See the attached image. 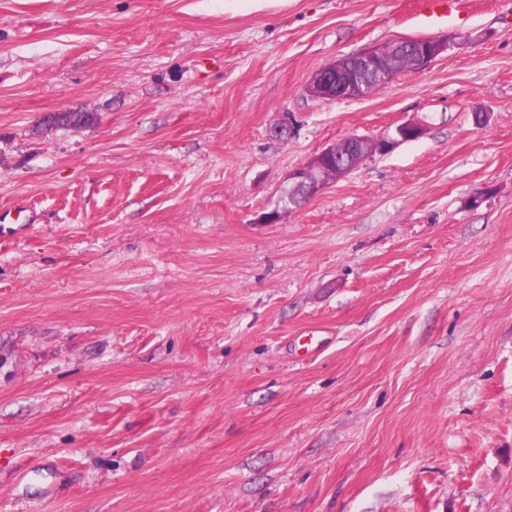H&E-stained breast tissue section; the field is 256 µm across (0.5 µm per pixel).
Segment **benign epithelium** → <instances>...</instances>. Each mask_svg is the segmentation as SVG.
Instances as JSON below:
<instances>
[{
    "label": "benign epithelium",
    "instance_id": "1",
    "mask_svg": "<svg viewBox=\"0 0 512 512\" xmlns=\"http://www.w3.org/2000/svg\"><path fill=\"white\" fill-rule=\"evenodd\" d=\"M449 46L448 38L397 40L389 43L385 52L381 46L373 45L319 69L309 81L307 91L323 101L361 98L366 95L369 81L375 79L385 84L392 81L396 76V60L408 58L414 68L422 69L448 51ZM424 131L421 123L408 120L379 135H353L336 140L289 172L274 207L262 213L259 220L276 224L284 215L298 210L307 199L318 195L327 185L324 170L328 164L336 163V176L342 177L363 162L390 153L403 142L421 138Z\"/></svg>",
    "mask_w": 512,
    "mask_h": 512
}]
</instances>
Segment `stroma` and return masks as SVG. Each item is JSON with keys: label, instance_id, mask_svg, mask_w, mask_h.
Instances as JSON below:
<instances>
[{"label": "stroma", "instance_id": "35a3bbf8", "mask_svg": "<svg viewBox=\"0 0 512 512\" xmlns=\"http://www.w3.org/2000/svg\"><path fill=\"white\" fill-rule=\"evenodd\" d=\"M417 2L0 0V512H512V0L306 90ZM388 46L386 52L381 48ZM450 46L448 38L403 39L389 44L373 45L363 52L342 57L319 69L306 89L312 97L323 101L357 99L384 88L396 76L394 62L400 58L411 60L413 67L422 69L431 64ZM402 61L397 73L414 69ZM377 81H371V80ZM424 131L421 123L408 120L379 135H353L336 140L289 172L274 207L262 213L259 220L276 224L284 215L297 211L307 199L318 195L328 182L324 173L328 164L336 162V178L345 176L363 162L389 154L403 142L421 138Z\"/></svg>", "mask_w": 512, "mask_h": 512}]
</instances>
